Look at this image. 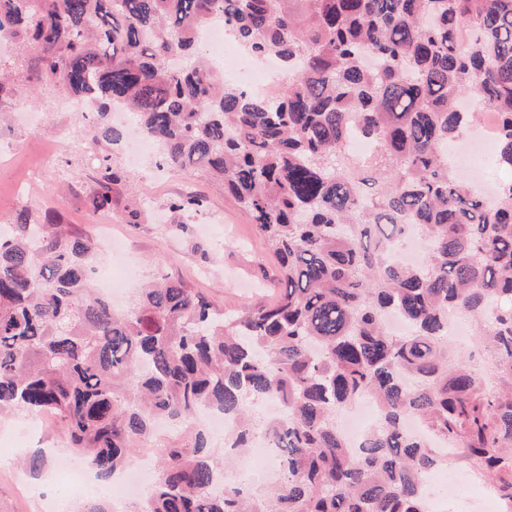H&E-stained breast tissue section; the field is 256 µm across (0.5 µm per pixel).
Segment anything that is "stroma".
<instances>
[{
	"mask_svg": "<svg viewBox=\"0 0 512 512\" xmlns=\"http://www.w3.org/2000/svg\"><path fill=\"white\" fill-rule=\"evenodd\" d=\"M34 66L33 51L13 44L0 49V113L7 115L0 123V216L51 215L97 240L100 220H111L118 251L100 248L95 263L111 265L113 280L133 294L146 280L166 275L230 312L276 297L277 262L251 215L225 196L220 182L157 170L150 152L131 162L123 147L111 156L121 176L112 204L95 209L98 163L87 156L78 117L63 108L65 95L30 79ZM189 192L202 207L175 209ZM40 448L46 455L34 478L23 461ZM75 459L54 416L0 418V512H83L91 503H111L118 490L113 482L65 489L61 466Z\"/></svg>",
	"mask_w": 512,
	"mask_h": 512,
	"instance_id": "stroma-1",
	"label": "stroma"
}]
</instances>
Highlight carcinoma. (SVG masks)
Listing matches in <instances>:
<instances>
[{"mask_svg":"<svg viewBox=\"0 0 512 512\" xmlns=\"http://www.w3.org/2000/svg\"><path fill=\"white\" fill-rule=\"evenodd\" d=\"M218 19L280 61L277 99L211 67L196 32ZM0 37L37 51L39 82L95 102L93 145L121 141V106L159 166L221 180L282 284L276 302L226 314L161 278L116 313L91 286L86 239L26 213L0 223V414L59 418L101 478L128 469L160 419L194 432L156 449L132 512H429L436 440L512 502V182L490 204L448 158L490 113L512 169V0H0ZM462 96L481 111H461ZM355 133L373 144L362 159ZM98 169L105 210L121 177L107 154ZM414 225L418 267L393 260ZM451 311L498 387L448 358ZM365 397L378 420L353 450L336 415ZM268 400L280 419L256 412ZM202 408L228 419L226 448L273 441V482L212 492L224 464L195 430Z\"/></svg>","mask_w":512,"mask_h":512,"instance_id":"1","label":"carcinoma"}]
</instances>
